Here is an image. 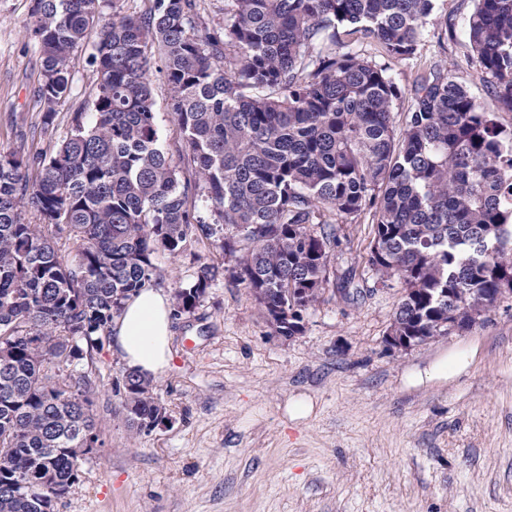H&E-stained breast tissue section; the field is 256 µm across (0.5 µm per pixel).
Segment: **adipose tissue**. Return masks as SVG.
<instances>
[{"label": "adipose tissue", "mask_w": 512, "mask_h": 512, "mask_svg": "<svg viewBox=\"0 0 512 512\" xmlns=\"http://www.w3.org/2000/svg\"><path fill=\"white\" fill-rule=\"evenodd\" d=\"M170 338L171 305L159 288L128 300L112 329V342L126 366L149 377L168 366Z\"/></svg>", "instance_id": "ef3b65f1"}]
</instances>
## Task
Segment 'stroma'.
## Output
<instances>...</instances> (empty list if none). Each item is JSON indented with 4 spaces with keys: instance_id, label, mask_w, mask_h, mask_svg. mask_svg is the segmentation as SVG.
<instances>
[{
    "instance_id": "stroma-1",
    "label": "stroma",
    "mask_w": 512,
    "mask_h": 512,
    "mask_svg": "<svg viewBox=\"0 0 512 512\" xmlns=\"http://www.w3.org/2000/svg\"><path fill=\"white\" fill-rule=\"evenodd\" d=\"M34 0H0V152H53L75 118L93 120L99 26L75 51L70 90L43 126L37 95L40 49L31 33ZM475 0H436L414 56L392 60L402 88L442 68L512 133L468 37ZM150 86L161 143L189 185L205 223L212 205L183 159L182 134L157 49ZM370 215L336 219L330 282L304 314L301 335L285 338L263 319L251 291L228 276L212 281L196 308L172 319L171 361L152 384L171 417L151 433L127 427L114 393L125 364L111 337L93 353L91 378L103 445L83 467L57 512H512V298L465 332L407 351L384 336L403 295L382 286L367 262ZM167 296L194 281L201 265H233L215 239L153 256ZM471 351L460 374L410 385L409 374ZM309 405L306 415L293 401Z\"/></svg>"
}]
</instances>
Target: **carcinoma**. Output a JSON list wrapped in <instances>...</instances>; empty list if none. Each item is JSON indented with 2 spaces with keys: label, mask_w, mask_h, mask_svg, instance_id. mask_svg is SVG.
Wrapping results in <instances>:
<instances>
[{
  "label": "carcinoma",
  "mask_w": 512,
  "mask_h": 512,
  "mask_svg": "<svg viewBox=\"0 0 512 512\" xmlns=\"http://www.w3.org/2000/svg\"><path fill=\"white\" fill-rule=\"evenodd\" d=\"M197 0H152L147 13L101 22L100 0H35L43 123L69 91L75 49L101 23L92 54L95 120L77 123L30 178L0 154V512H55L79 480L77 450L103 445L94 387L77 365L102 345L127 300L152 282V257L226 229L250 243L230 277L266 322L296 336V314L329 282L336 229L325 213L372 214L368 262L403 295L388 332L431 340L463 332L512 289V134L441 72L404 91L387 67L338 54L341 36L381 56L414 55L435 0H224L199 37ZM468 36L480 69L512 111V0H476ZM161 55L170 107L217 225L188 206L189 185L159 141L148 46ZM37 213L26 224L19 207ZM75 249L64 253L56 236ZM219 274L200 267L175 292L195 309ZM115 383L129 428L167 418L150 379Z\"/></svg>",
  "instance_id": "obj_1"
}]
</instances>
